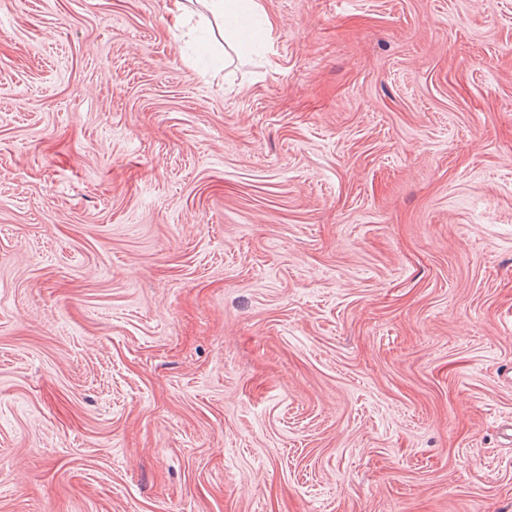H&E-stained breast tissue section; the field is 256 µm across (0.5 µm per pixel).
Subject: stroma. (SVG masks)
Masks as SVG:
<instances>
[{
  "label": "stroma",
  "mask_w": 512,
  "mask_h": 512,
  "mask_svg": "<svg viewBox=\"0 0 512 512\" xmlns=\"http://www.w3.org/2000/svg\"><path fill=\"white\" fill-rule=\"evenodd\" d=\"M0 0V512H512V0ZM208 2L207 11L211 17L217 21H222L225 30L226 23L227 29L233 30L232 26L228 24V19L237 15L241 11H249L251 14L263 16L264 8L261 0H205Z\"/></svg>",
  "instance_id": "stroma-1"
}]
</instances>
